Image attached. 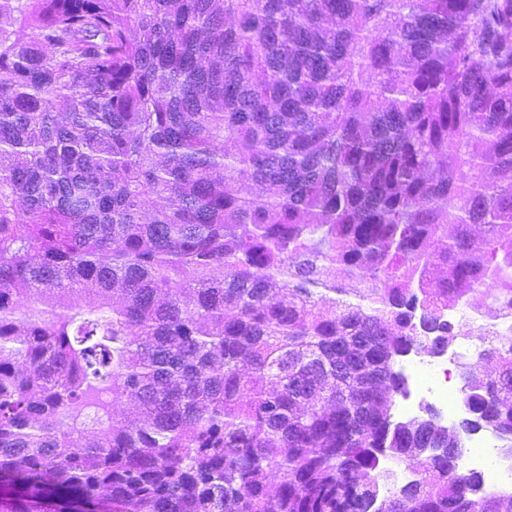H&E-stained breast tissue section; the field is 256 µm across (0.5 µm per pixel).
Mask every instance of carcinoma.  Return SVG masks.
<instances>
[{
    "mask_svg": "<svg viewBox=\"0 0 512 512\" xmlns=\"http://www.w3.org/2000/svg\"><path fill=\"white\" fill-rule=\"evenodd\" d=\"M477 296L512 0H0V512H512L392 420Z\"/></svg>",
    "mask_w": 512,
    "mask_h": 512,
    "instance_id": "carcinoma-1",
    "label": "carcinoma"
}]
</instances>
